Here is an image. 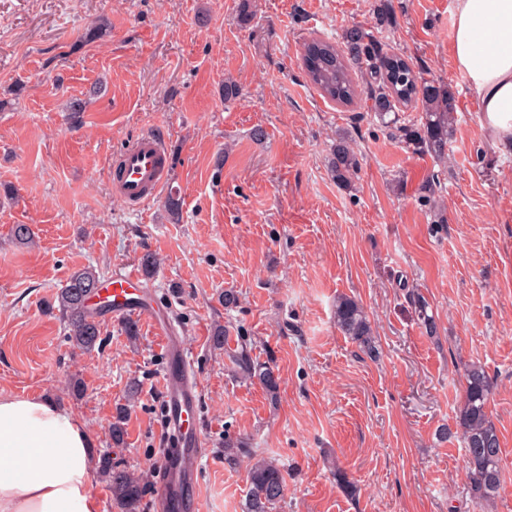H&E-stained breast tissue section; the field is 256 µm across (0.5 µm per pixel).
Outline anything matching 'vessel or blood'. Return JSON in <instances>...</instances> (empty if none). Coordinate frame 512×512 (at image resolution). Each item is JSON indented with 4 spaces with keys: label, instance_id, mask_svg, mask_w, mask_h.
I'll return each mask as SVG.
<instances>
[{
    "label": "vessel or blood",
    "instance_id": "obj_1",
    "mask_svg": "<svg viewBox=\"0 0 512 512\" xmlns=\"http://www.w3.org/2000/svg\"><path fill=\"white\" fill-rule=\"evenodd\" d=\"M170 174L168 148L163 137L146 134L131 141L112 164L116 192L128 205L154 198ZM138 269L125 270L113 278L100 307L114 318L137 316L155 323L163 339L166 373L163 388L166 443L162 453V478L156 502L160 512H201L194 479L205 452L202 434L188 420L197 409L199 383L180 336L159 323Z\"/></svg>",
    "mask_w": 512,
    "mask_h": 512
}]
</instances>
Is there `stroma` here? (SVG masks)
<instances>
[{
    "label": "stroma",
    "instance_id": "35a3bbf8",
    "mask_svg": "<svg viewBox=\"0 0 512 512\" xmlns=\"http://www.w3.org/2000/svg\"><path fill=\"white\" fill-rule=\"evenodd\" d=\"M0 0V392L49 398L92 434L96 456L144 473L139 512H156L165 446V359L151 323L130 341L100 314L104 344L70 339L52 304L73 271L102 280L160 264L146 288L183 338L200 383L206 454L196 477L203 512H243L242 441L286 472L278 512H481L454 426L471 363L493 382L488 412L503 450L502 488L488 512H512V154L483 137L456 69L454 0ZM391 17L380 38L425 78L445 84L456 123L438 195L422 198L438 162L391 138L362 104L324 99L302 69L303 45ZM106 33L85 36L99 21ZM238 95L224 98L225 80ZM81 104L80 124L70 109ZM265 136L255 139L254 129ZM164 136L170 178L129 207L113 191L112 159L132 138ZM352 139V188L328 170L337 136ZM178 192L179 223L164 202ZM29 225L34 246L11 229ZM238 305L224 307L225 290ZM420 293L436 333L420 328ZM368 312L371 358L335 326L338 295ZM228 326L273 360L277 398L232 377L210 337ZM129 404L125 443L109 426ZM358 488L345 497L331 468Z\"/></svg>",
    "mask_w": 512,
    "mask_h": 512
}]
</instances>
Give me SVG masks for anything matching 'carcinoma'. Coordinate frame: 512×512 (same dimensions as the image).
Segmentation results:
<instances>
[{
    "mask_svg": "<svg viewBox=\"0 0 512 512\" xmlns=\"http://www.w3.org/2000/svg\"><path fill=\"white\" fill-rule=\"evenodd\" d=\"M302 62L310 84L323 98L340 105L355 103L358 84L354 74L366 75L371 101L367 111L379 119L390 136L415 153L430 154L440 163L448 160V139L456 122L448 87L424 78L403 55L388 51L373 29L348 28L339 46L314 39L305 44ZM409 107L422 112L419 122L406 124L396 116ZM328 168L338 185L352 186L358 175L359 159L351 139L344 136L336 139ZM100 284L96 270L84 267L70 275L56 296L58 310L69 323L72 340L85 349L102 342L97 315L91 313L86 304L90 293ZM412 299L418 324L427 335H435L436 324L428 314L427 301L418 293L412 294ZM334 320L336 327L361 352L377 357L371 321L356 298L339 296ZM225 333V328H216L211 342L214 347L224 349L233 374L245 381L258 382L271 398H277L280 378L275 367L254 359L246 344L237 349L228 347ZM465 379L456 426L464 443L469 487L476 503L483 507L496 500L502 486V449L497 429L488 414L492 385L486 370L480 364H472ZM126 414L127 408L121 405L113 415L111 436L116 446L124 442ZM224 455L234 464L248 461L249 492L243 512H276L286 488L284 470L271 459L254 457L250 449L239 447V441L230 437L224 439ZM100 468L112 482V499L121 512H137L146 490L144 475L112 463L109 456L102 458Z\"/></svg>",
    "mask_w": 512,
    "mask_h": 512,
    "instance_id": "cac0c4a2",
    "label": "carcinoma"
}]
</instances>
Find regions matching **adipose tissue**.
Instances as JSON below:
<instances>
[{"label":"adipose tissue","mask_w":512,"mask_h":512,"mask_svg":"<svg viewBox=\"0 0 512 512\" xmlns=\"http://www.w3.org/2000/svg\"><path fill=\"white\" fill-rule=\"evenodd\" d=\"M455 62L493 145L512 148V0H454ZM94 440L70 410L0 393V512H99Z\"/></svg>","instance_id":"adipose-tissue-1"}]
</instances>
